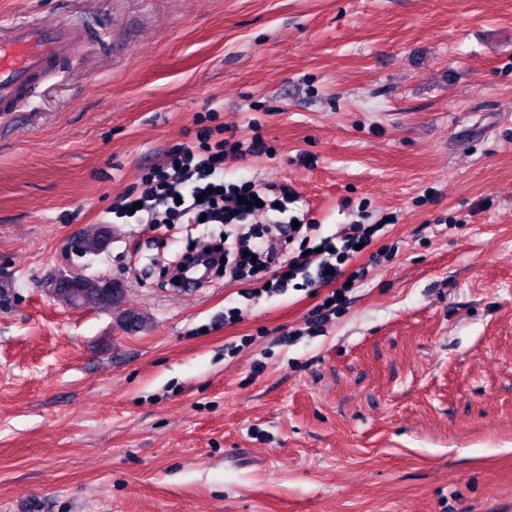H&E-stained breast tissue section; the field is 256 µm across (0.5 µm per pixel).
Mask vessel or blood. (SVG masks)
Instances as JSON below:
<instances>
[{
	"mask_svg": "<svg viewBox=\"0 0 512 512\" xmlns=\"http://www.w3.org/2000/svg\"><path fill=\"white\" fill-rule=\"evenodd\" d=\"M86 43L85 26L65 17L49 24L15 21L1 27L0 112L10 111L20 90Z\"/></svg>",
	"mask_w": 512,
	"mask_h": 512,
	"instance_id": "b4317fda",
	"label": "vessel or blood"
}]
</instances>
